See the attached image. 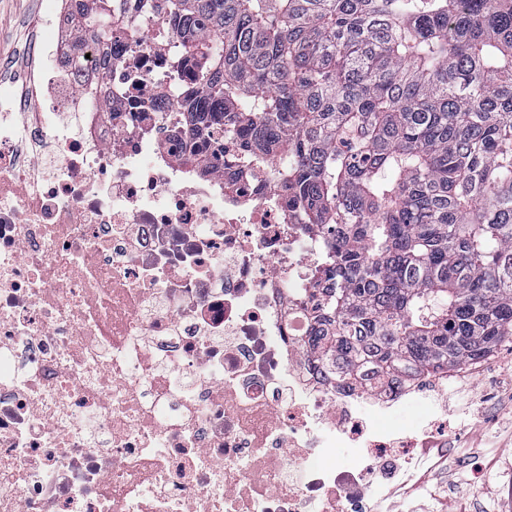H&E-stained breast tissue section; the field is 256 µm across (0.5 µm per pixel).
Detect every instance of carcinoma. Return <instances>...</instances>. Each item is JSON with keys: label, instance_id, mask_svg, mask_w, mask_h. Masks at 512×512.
<instances>
[{"label": "carcinoma", "instance_id": "carcinoma-1", "mask_svg": "<svg viewBox=\"0 0 512 512\" xmlns=\"http://www.w3.org/2000/svg\"><path fill=\"white\" fill-rule=\"evenodd\" d=\"M128 0H80L107 48ZM192 131L321 227L304 346L341 380L446 377L512 340V0H168ZM279 164L273 165L274 158Z\"/></svg>", "mask_w": 512, "mask_h": 512}]
</instances>
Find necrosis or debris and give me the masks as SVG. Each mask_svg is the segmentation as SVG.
<instances>
[{"instance_id":"1","label":"necrosis or debris","mask_w":512,"mask_h":512,"mask_svg":"<svg viewBox=\"0 0 512 512\" xmlns=\"http://www.w3.org/2000/svg\"><path fill=\"white\" fill-rule=\"evenodd\" d=\"M73 9L41 22L25 138L0 113V512H368L442 378L310 359L320 231L271 179L194 168L201 88L160 20L129 17L90 95Z\"/></svg>"}]
</instances>
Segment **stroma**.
Masks as SVG:
<instances>
[{
	"mask_svg": "<svg viewBox=\"0 0 512 512\" xmlns=\"http://www.w3.org/2000/svg\"><path fill=\"white\" fill-rule=\"evenodd\" d=\"M48 11V0H0V96H8L12 83H23L29 66L28 44L36 31V21ZM512 386V342L504 343L488 367L478 375L474 387L447 384L437 404L438 413L446 414L448 457L441 466L428 470L425 478L437 501L434 508L414 505L410 497H400L394 487H387V501L379 512H455L459 502H466L468 512H504L507 489L504 480L512 474V440L490 438L500 465L496 470H475L462 466L466 444L475 434L492 433L494 422L504 411L498 396Z\"/></svg>",
	"mask_w": 512,
	"mask_h": 512,
	"instance_id": "obj_1",
	"label": "stroma"
}]
</instances>
